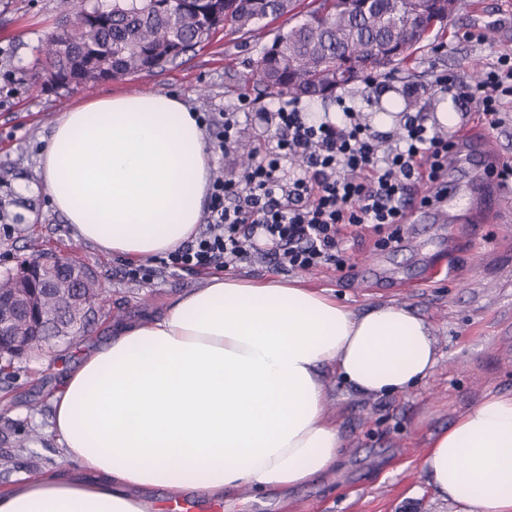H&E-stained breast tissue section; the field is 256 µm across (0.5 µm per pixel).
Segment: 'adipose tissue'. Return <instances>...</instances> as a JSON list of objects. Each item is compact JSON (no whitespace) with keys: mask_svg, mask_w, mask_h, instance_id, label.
I'll return each instance as SVG.
<instances>
[{"mask_svg":"<svg viewBox=\"0 0 512 512\" xmlns=\"http://www.w3.org/2000/svg\"><path fill=\"white\" fill-rule=\"evenodd\" d=\"M41 181L76 241L132 263L195 236L210 157L195 112L156 93L63 112ZM437 363L426 321L382 305L355 312L297 280L213 275L66 370L49 417L70 467L24 476L0 512H155L144 491L216 499L307 484L343 441L327 371L364 396L421 384ZM428 485L454 512H512V394L484 395L431 435Z\"/></svg>","mask_w":512,"mask_h":512,"instance_id":"adipose-tissue-1","label":"adipose tissue"}]
</instances>
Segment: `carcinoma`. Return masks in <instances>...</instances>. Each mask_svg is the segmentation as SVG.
<instances>
[{"mask_svg": "<svg viewBox=\"0 0 512 512\" xmlns=\"http://www.w3.org/2000/svg\"><path fill=\"white\" fill-rule=\"evenodd\" d=\"M293 10L294 0H173L163 9L155 0H112L109 9L76 12L71 26L53 34L42 70L60 85L95 83L100 75L91 63L98 56L109 63L114 77L151 75L209 43L223 28L247 35L258 22ZM428 38L413 0H319L278 34L250 80L268 93L323 97L349 83L336 76L344 65L356 67L359 78L390 70ZM27 292L36 303L18 327L28 335L31 349L52 341L50 326L75 303H85L93 314L102 296L93 275L78 282L63 279L54 291L40 279Z\"/></svg>", "mask_w": 512, "mask_h": 512, "instance_id": "obj_1", "label": "carcinoma"}]
</instances>
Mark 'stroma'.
<instances>
[{"label":"stroma","instance_id":"35a3bbf8","mask_svg":"<svg viewBox=\"0 0 512 512\" xmlns=\"http://www.w3.org/2000/svg\"><path fill=\"white\" fill-rule=\"evenodd\" d=\"M458 11L434 31L398 71L359 81L326 97L291 99L259 91L248 77L255 61L289 18L261 21L250 35L223 31L179 65L152 75L122 76L92 85L49 82L38 73L41 50L65 16L60 0H0V73L11 80L0 89V276L14 271L36 250L90 266L104 302L85 335L13 359L11 379H0V491L43 464L66 467L48 431L50 395L61 372L106 336L114 320L156 311L184 291L202 287L205 274L155 271L146 279L126 275L128 262L75 241L64 217L53 211L38 175L39 152L56 118L73 104L118 93L177 95L195 112H236L241 142L257 146L272 136L262 112L297 104L307 113H336L339 101L362 112L379 133L396 132L409 100L426 112L438 131L456 136L448 159V181L459 189L447 205L424 209L422 220L403 225L397 247L379 249L373 231L348 252L344 268L293 271L311 288L361 311L400 304L428 323L437 364L425 382L398 394L364 397L331 376L329 408L337 413L344 448L336 470L296 489L288 506L277 497L241 489L224 500L222 512H452L427 484L422 459L429 437L451 425L486 391L512 392V186L487 177L490 163L512 159V103L503 124L489 130L469 122L471 104L442 92L437 79H475L503 51H512V0H458ZM481 40L460 39L465 29ZM455 115L445 126L439 115ZM493 142L482 153V138ZM39 437L18 447L29 431Z\"/></svg>","mask_w":512,"mask_h":512}]
</instances>
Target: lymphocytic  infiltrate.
Masks as SVG:
<instances>
[{"label": "lymphocytic infiltrate", "instance_id": "obj_1", "mask_svg": "<svg viewBox=\"0 0 512 512\" xmlns=\"http://www.w3.org/2000/svg\"><path fill=\"white\" fill-rule=\"evenodd\" d=\"M439 84L474 104L483 123L498 126L512 102V52L499 55L476 81L444 76ZM266 119L275 126V143L254 150L248 165L212 179L205 228L160 258L162 269L201 273L257 254L281 270L339 267L353 227L373 229L382 234V246H391L413 206L434 204V196L416 200L412 194L443 179L454 147L420 112L403 114L388 148L348 106L336 122L309 118L295 107ZM287 159L297 168L284 170Z\"/></svg>", "mask_w": 512, "mask_h": 512}]
</instances>
